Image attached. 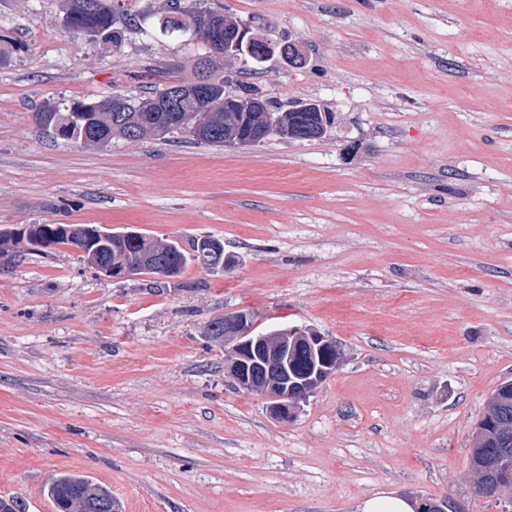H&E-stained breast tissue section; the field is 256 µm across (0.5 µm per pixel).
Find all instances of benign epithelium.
Returning a JSON list of instances; mask_svg holds the SVG:
<instances>
[{
    "mask_svg": "<svg viewBox=\"0 0 512 512\" xmlns=\"http://www.w3.org/2000/svg\"><path fill=\"white\" fill-rule=\"evenodd\" d=\"M218 23L208 15L191 20L188 29L191 36L208 44L211 53L221 55L224 60L238 57V50L250 47L259 41L245 22L233 25L224 21V37L217 33ZM96 233L84 232L78 227L69 230V238L79 251L94 241ZM225 373L236 388L249 392L255 389L256 374L264 378L262 394L269 402L271 413L278 419H293L300 405L330 377L340 365L334 341L322 336H302L301 328L288 327L274 334L257 331L254 317L245 313L227 319L224 323ZM305 344L318 358L314 375L305 381L289 378V359L294 348Z\"/></svg>",
    "mask_w": 512,
    "mask_h": 512,
    "instance_id": "1",
    "label": "benign epithelium"
}]
</instances>
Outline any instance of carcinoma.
Segmentation results:
<instances>
[{
  "label": "carcinoma",
  "mask_w": 512,
  "mask_h": 512,
  "mask_svg": "<svg viewBox=\"0 0 512 512\" xmlns=\"http://www.w3.org/2000/svg\"><path fill=\"white\" fill-rule=\"evenodd\" d=\"M80 0H63V27L80 33L89 30L95 42H117L122 39L127 25L122 0H92L91 10L79 7ZM196 12L186 10L173 0L159 25L160 32L169 36L187 34L184 26ZM180 16L184 22L174 20ZM219 58L210 54L200 62L201 72L192 81L176 79L170 86L158 90L147 88L138 95L109 96L91 101H77L70 106L47 105L35 113L50 116L44 123L49 127L57 121V130L62 138L84 145L107 148L116 137L128 141L151 138L156 125H164L171 131L160 137L170 141L182 135L195 142L222 147L224 140L234 133L260 144L266 137L259 136L254 129L257 121L254 112L224 111V76L216 65ZM119 99L125 103L124 110L114 112L106 103ZM162 106L173 105L174 112H147L144 106L149 102ZM264 111L277 117L279 130L275 135L290 137L295 141H312L323 138L319 124V109L310 112L281 111L273 103L265 102ZM31 236L37 237L46 246L70 245V241L57 237L53 224H34ZM30 249H21L10 228L0 230V255L12 263L21 261ZM174 256L178 271H183L194 262L202 268L219 266L232 261L224 251L214 252L203 248L195 253H186L178 244L148 238L137 231L114 235L98 240L81 253L83 261L92 269L139 264V274H155L153 264L142 260L147 258H168ZM476 480L477 495L490 498L498 504L512 505V387L501 384L491 395L486 413L477 422L472 436L469 459ZM47 496L56 512H120L118 502L112 497V490L89 475L77 472H63L56 476L47 488Z\"/></svg>",
  "instance_id": "1"
}]
</instances>
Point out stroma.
Segmentation results:
<instances>
[{"label": "stroma", "instance_id": "obj_1", "mask_svg": "<svg viewBox=\"0 0 512 512\" xmlns=\"http://www.w3.org/2000/svg\"><path fill=\"white\" fill-rule=\"evenodd\" d=\"M124 3L132 25L104 44L62 27L61 0H0V228L212 237L236 263L116 281L55 245L0 266V496L53 512L46 484L76 471L122 512H358L382 494L503 512L469 458L512 381V0H180L300 45L303 66L239 60L224 88L319 100L333 130L62 139L43 104L198 73L203 47L159 32L168 0ZM238 311L339 344L293 421L235 389L205 336Z\"/></svg>", "mask_w": 512, "mask_h": 512}]
</instances>
